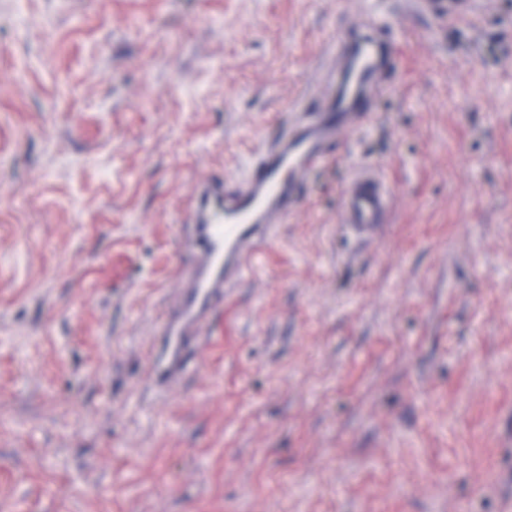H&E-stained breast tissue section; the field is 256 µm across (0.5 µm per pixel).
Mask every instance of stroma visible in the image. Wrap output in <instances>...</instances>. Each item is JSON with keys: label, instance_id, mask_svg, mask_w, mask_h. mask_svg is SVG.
Returning a JSON list of instances; mask_svg holds the SVG:
<instances>
[{"label": "stroma", "instance_id": "35a3bbf8", "mask_svg": "<svg viewBox=\"0 0 512 512\" xmlns=\"http://www.w3.org/2000/svg\"><path fill=\"white\" fill-rule=\"evenodd\" d=\"M365 5L402 69L151 381L185 200ZM0 512H512V0H0ZM414 10L436 20L458 19L466 16L473 0H411ZM394 193L373 166L356 169L341 190L340 224L349 226L361 237L371 238L386 224Z\"/></svg>", "mask_w": 512, "mask_h": 512}]
</instances>
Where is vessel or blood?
Instances as JSON below:
<instances>
[{
	"mask_svg": "<svg viewBox=\"0 0 512 512\" xmlns=\"http://www.w3.org/2000/svg\"><path fill=\"white\" fill-rule=\"evenodd\" d=\"M472 0H412L416 12L437 20L468 14ZM333 71L322 80L314 105L297 100L295 121L278 137L257 144L246 172L210 177L190 198V231L177 255L178 299L158 325L165 347V377L186 368L191 348L229 288L243 280L255 259L275 241L301 201L306 173L323 163L329 145L368 123L371 103L401 66L399 39L385 30L365 37L338 35ZM394 193L375 167L356 169L341 190V223L359 236H374L386 224Z\"/></svg>",
	"mask_w": 512,
	"mask_h": 512,
	"instance_id": "b4317fda",
	"label": "vessel or blood"
}]
</instances>
